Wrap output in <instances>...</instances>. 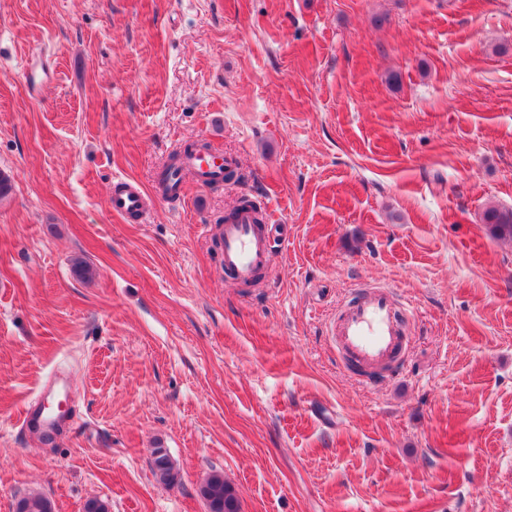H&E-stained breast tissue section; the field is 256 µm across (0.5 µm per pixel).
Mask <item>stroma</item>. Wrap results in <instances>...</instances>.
Returning a JSON list of instances; mask_svg holds the SVG:
<instances>
[{
    "label": "stroma",
    "instance_id": "35a3bbf8",
    "mask_svg": "<svg viewBox=\"0 0 512 512\" xmlns=\"http://www.w3.org/2000/svg\"><path fill=\"white\" fill-rule=\"evenodd\" d=\"M192 143L234 178L157 195ZM0 173V512H209L215 471L241 512H512V242L483 220L512 209V0H0ZM245 198L251 288L219 247ZM380 287L407 347L364 377L328 325ZM57 375L70 416L29 432ZM114 213L129 217L143 223L150 214L143 194L133 185L126 184L116 187L109 200ZM253 219L250 208H240L224 221V272L240 284L251 282L274 257L265 229ZM151 463L152 471L160 482L169 484L174 481V466L166 449L156 448Z\"/></svg>",
    "mask_w": 512,
    "mask_h": 512
}]
</instances>
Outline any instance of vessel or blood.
Instances as JSON below:
<instances>
[{
  "label": "vessel or blood",
  "instance_id": "1",
  "mask_svg": "<svg viewBox=\"0 0 512 512\" xmlns=\"http://www.w3.org/2000/svg\"><path fill=\"white\" fill-rule=\"evenodd\" d=\"M233 163V158L212 153L183 160L185 173L202 185L222 182L225 168ZM109 204L114 213L140 223L150 214L143 194L130 184L116 187ZM253 219L251 209H238L226 218L222 231L224 270L240 284L252 281L274 257L268 235ZM335 335L343 362L375 367L394 360L401 345L403 324L389 294L378 290L350 301L338 311ZM57 403L55 396H47L24 413V424L38 431L50 429L56 420L52 409Z\"/></svg>",
  "mask_w": 512,
  "mask_h": 512
}]
</instances>
